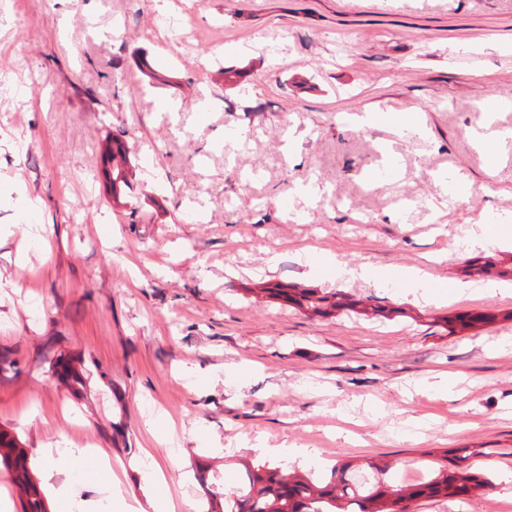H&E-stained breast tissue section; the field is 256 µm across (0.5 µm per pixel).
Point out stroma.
Wrapping results in <instances>:
<instances>
[{
  "mask_svg": "<svg viewBox=\"0 0 512 512\" xmlns=\"http://www.w3.org/2000/svg\"><path fill=\"white\" fill-rule=\"evenodd\" d=\"M497 100L492 130L512 129V0H0V432L35 481L47 444L103 448L154 512L133 468L148 452L162 493L202 512L197 473L237 484L276 465L266 447L312 449L300 469L324 480L385 462L400 484L470 448L491 488L412 512L512 508V243H471L483 215L512 217V140L491 169L473 136ZM410 107L425 138L388 119ZM488 260L499 292L455 296ZM411 267L434 300L399 288ZM277 284L382 313L312 317ZM463 311L493 321L449 334Z\"/></svg>",
  "mask_w": 512,
  "mask_h": 512,
  "instance_id": "stroma-1",
  "label": "stroma"
}]
</instances>
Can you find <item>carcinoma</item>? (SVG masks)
<instances>
[{"label":"carcinoma","mask_w":512,"mask_h":512,"mask_svg":"<svg viewBox=\"0 0 512 512\" xmlns=\"http://www.w3.org/2000/svg\"><path fill=\"white\" fill-rule=\"evenodd\" d=\"M122 156V145L113 143L108 160L114 162V192L126 180L124 167L115 162ZM275 296L315 316L353 311L356 306L343 294L320 295L312 288H277ZM490 321L484 314L466 313L447 323L449 332L454 333ZM474 455V451L458 448L451 466L442 465L432 479L410 486L379 480L369 488L354 477V467L349 463L336 465L325 485L296 469L246 464L241 485L233 492H226L218 482L205 481L203 489L208 512H408L415 501L427 498L463 501L489 488L488 479L472 470L469 460ZM0 463L13 471L19 489L25 494L24 512H47L44 496L30 473L25 450L3 433L0 434Z\"/></svg>","instance_id":"carcinoma-1"}]
</instances>
